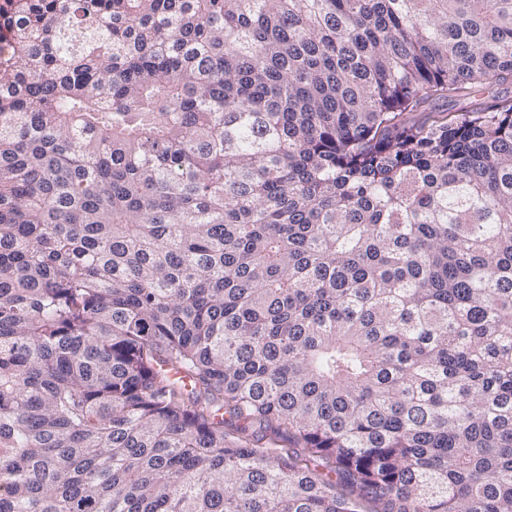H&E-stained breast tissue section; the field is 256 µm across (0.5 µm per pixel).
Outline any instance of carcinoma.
Wrapping results in <instances>:
<instances>
[{
	"instance_id": "carcinoma-1",
	"label": "carcinoma",
	"mask_w": 512,
	"mask_h": 512,
	"mask_svg": "<svg viewBox=\"0 0 512 512\" xmlns=\"http://www.w3.org/2000/svg\"><path fill=\"white\" fill-rule=\"evenodd\" d=\"M1 28L0 512H512V0Z\"/></svg>"
}]
</instances>
